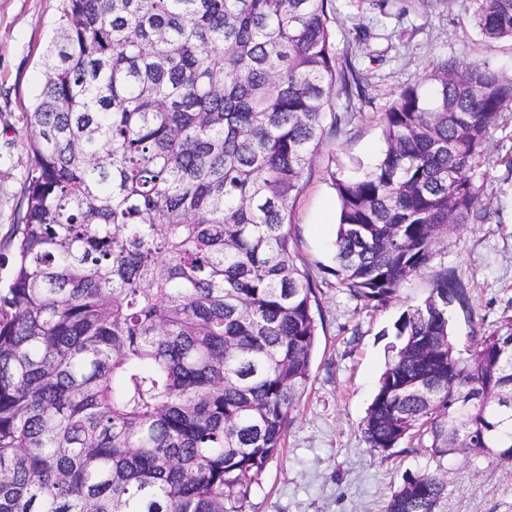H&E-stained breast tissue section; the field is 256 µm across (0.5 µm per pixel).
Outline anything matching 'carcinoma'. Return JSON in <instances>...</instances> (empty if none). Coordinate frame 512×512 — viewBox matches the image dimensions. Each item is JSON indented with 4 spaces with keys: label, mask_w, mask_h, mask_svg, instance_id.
I'll use <instances>...</instances> for the list:
<instances>
[{
    "label": "carcinoma",
    "mask_w": 512,
    "mask_h": 512,
    "mask_svg": "<svg viewBox=\"0 0 512 512\" xmlns=\"http://www.w3.org/2000/svg\"><path fill=\"white\" fill-rule=\"evenodd\" d=\"M485 41L512 0H474ZM26 113L32 167L0 289V512H246L310 380L318 300L295 203L366 75L331 0H59ZM381 113L386 148L333 178L332 270L386 307L452 224L512 109V75L444 63ZM345 106L336 111L335 100ZM444 268L394 323L361 441L416 443L386 512H444L448 456L512 464V319L461 349Z\"/></svg>",
    "instance_id": "carcinoma-1"
}]
</instances>
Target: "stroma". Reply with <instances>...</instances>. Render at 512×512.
Here are the masks:
<instances>
[{
  "label": "stroma",
  "instance_id": "35a3bbf8",
  "mask_svg": "<svg viewBox=\"0 0 512 512\" xmlns=\"http://www.w3.org/2000/svg\"><path fill=\"white\" fill-rule=\"evenodd\" d=\"M58 0H0V288L14 258V226L30 166L24 112L39 91L38 59L57 18ZM337 54L365 69L357 113L321 146L297 203L299 247L309 261L321 313L306 394L285 446L264 472L248 512H383L407 474L429 461L410 448L391 458L372 453L360 426L387 359L389 332L420 304L433 273L454 269L465 284L471 319L455 316L466 345L471 328L490 331L512 319V110L501 113L474 170L486 217L450 231L430 270L411 277L393 304L373 308L349 298L331 270L338 201L331 174L358 175L384 143L379 115L409 86L430 93L436 64L470 61L512 72V41H485L473 25V0H332ZM444 512H512V466L491 457L448 459Z\"/></svg>",
  "mask_w": 512,
  "mask_h": 512
}]
</instances>
